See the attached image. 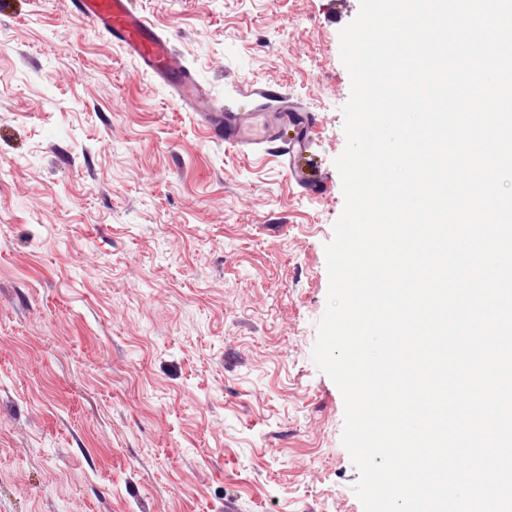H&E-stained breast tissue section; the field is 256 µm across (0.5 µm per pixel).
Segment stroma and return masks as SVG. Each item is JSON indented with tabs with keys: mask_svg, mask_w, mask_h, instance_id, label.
I'll use <instances>...</instances> for the list:
<instances>
[{
	"mask_svg": "<svg viewBox=\"0 0 512 512\" xmlns=\"http://www.w3.org/2000/svg\"><path fill=\"white\" fill-rule=\"evenodd\" d=\"M133 3L218 103L318 112L314 188L70 0H0V512H363L312 360L359 0Z\"/></svg>",
	"mask_w": 512,
	"mask_h": 512,
	"instance_id": "obj_1",
	"label": "stroma"
}]
</instances>
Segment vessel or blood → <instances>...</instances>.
<instances>
[{"mask_svg": "<svg viewBox=\"0 0 512 512\" xmlns=\"http://www.w3.org/2000/svg\"><path fill=\"white\" fill-rule=\"evenodd\" d=\"M74 14L111 35L125 53L145 67L183 110L216 138L248 152L261 148L272 138L287 133L289 125L300 131L288 142L284 165L290 176L305 184L309 175L301 163L307 149V133L318 123L316 113L299 103L280 98L276 108L239 112L216 104L188 68L171 39L132 6V0H72Z\"/></svg>", "mask_w": 512, "mask_h": 512, "instance_id": "obj_1", "label": "vessel or blood"}]
</instances>
